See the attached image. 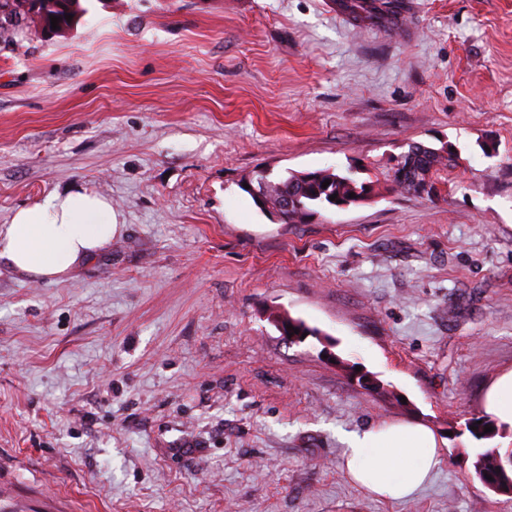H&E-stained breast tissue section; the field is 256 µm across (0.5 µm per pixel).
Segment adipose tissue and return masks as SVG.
I'll return each mask as SVG.
<instances>
[{"mask_svg":"<svg viewBox=\"0 0 512 512\" xmlns=\"http://www.w3.org/2000/svg\"><path fill=\"white\" fill-rule=\"evenodd\" d=\"M117 230L106 198L84 190L52 193L17 209L0 229V260L19 274L56 282L107 250ZM346 443L343 470L365 491L387 499L411 498L445 460L436 432L411 421L349 434Z\"/></svg>","mask_w":512,"mask_h":512,"instance_id":"obj_1","label":"adipose tissue"}]
</instances>
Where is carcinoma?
<instances>
[{
	"label": "carcinoma",
	"mask_w": 512,
	"mask_h": 512,
	"mask_svg": "<svg viewBox=\"0 0 512 512\" xmlns=\"http://www.w3.org/2000/svg\"><path fill=\"white\" fill-rule=\"evenodd\" d=\"M344 9L356 20L365 21L373 18H397L407 10L405 0H382L380 6L373 5L371 0H345ZM88 9L80 0H0V44L8 46L14 42L20 29H40L50 31V17L59 18V29L63 30L78 23L87 14ZM72 19L67 20L65 16ZM405 162L410 164L411 180L400 184L386 175L394 190L417 196V185L429 181L435 185L441 172L456 166L453 154L437 155L420 143L412 144L405 152ZM266 199L269 206L274 207L279 199L288 195L296 198L299 210L292 211L289 219L291 224H304L312 217L338 207V201H347L353 205L361 204L370 191L374 190L371 182L361 181L355 173L338 174L330 170H315L298 176L292 172L285 176L273 178L265 176ZM330 181L327 187L322 183ZM355 197H350V194ZM337 195L332 201L330 196ZM478 429H473V426ZM491 425L486 416L472 417L465 423V429L477 440L495 437L499 429L484 432L485 426ZM475 472L484 485L493 484L502 493L512 491V448L491 447L480 450L476 455Z\"/></svg>",
	"instance_id": "cac0c4a2"
}]
</instances>
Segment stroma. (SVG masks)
<instances>
[{
	"mask_svg": "<svg viewBox=\"0 0 512 512\" xmlns=\"http://www.w3.org/2000/svg\"><path fill=\"white\" fill-rule=\"evenodd\" d=\"M88 7L0 48V225L81 189L121 225L59 282L0 263V512H512L474 471L512 429H465L512 370V0ZM413 142L458 158L440 197L381 179ZM325 169L374 199L280 224L241 188ZM394 419L446 436L406 502L339 467ZM344 9L355 19L360 21L373 18H397L407 10L405 0H384L380 6H373V1L346 0L343 1ZM378 11V12H375Z\"/></svg>",
	"mask_w": 512,
	"mask_h": 512,
	"instance_id": "1",
	"label": "stroma"
}]
</instances>
